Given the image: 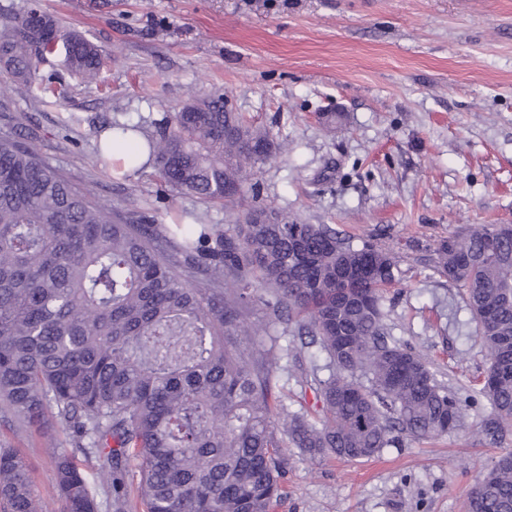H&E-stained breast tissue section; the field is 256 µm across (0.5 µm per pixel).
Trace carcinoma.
<instances>
[{"mask_svg":"<svg viewBox=\"0 0 512 512\" xmlns=\"http://www.w3.org/2000/svg\"><path fill=\"white\" fill-rule=\"evenodd\" d=\"M64 50L84 81L100 77L101 46L42 14L0 34V64L27 91L38 64ZM113 148L142 137L112 124ZM144 138V137H142ZM170 187L205 202L232 201L279 149L273 135L228 108L192 101L144 138ZM129 224L108 215L22 142L0 139V407L17 421L52 424L62 512H126L136 472L145 512H272L292 447L309 458H371L397 444L455 431L460 399L429 363L390 338L383 291L397 257L355 246L327 224ZM435 268L465 290L490 356L479 393L481 433L512 426V226L479 225L435 249ZM265 325L289 329L258 346ZM325 355L297 376L316 410L290 412L272 378L304 349ZM467 512H512V454L494 462ZM0 512H41L29 464L0 447Z\"/></svg>","mask_w":512,"mask_h":512,"instance_id":"carcinoma-1","label":"carcinoma"}]
</instances>
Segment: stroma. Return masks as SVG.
<instances>
[{"label": "stroma", "mask_w": 512, "mask_h": 512, "mask_svg": "<svg viewBox=\"0 0 512 512\" xmlns=\"http://www.w3.org/2000/svg\"><path fill=\"white\" fill-rule=\"evenodd\" d=\"M33 6L103 46L106 65L87 85L46 57L40 73L68 85L64 99L18 95L0 69V136L150 224L187 211L227 225L256 199L401 256L384 321L465 401L463 425L361 461L286 449L274 512H466L512 452V429L480 432L489 355L432 258L442 239L512 224V0H0V28ZM192 92L223 94L288 145L232 204L173 190L151 165L114 180L97 159L102 129L133 120L152 132ZM330 108L341 125L322 123ZM0 446L26 457L43 512H60L43 436L0 415Z\"/></svg>", "instance_id": "35a3bbf8"}]
</instances>
